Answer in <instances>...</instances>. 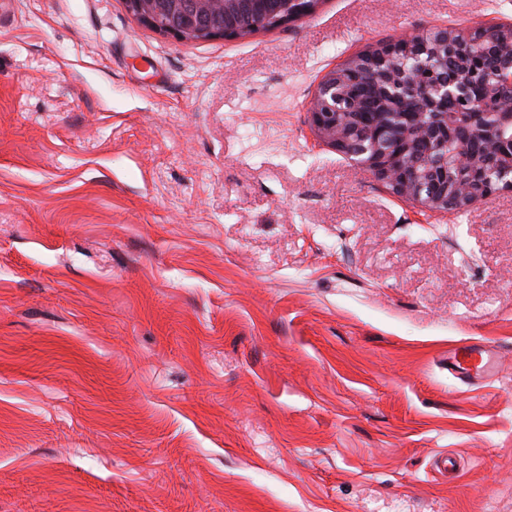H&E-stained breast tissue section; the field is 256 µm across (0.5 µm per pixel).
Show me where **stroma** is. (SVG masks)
<instances>
[{"label": "stroma", "mask_w": 512, "mask_h": 512, "mask_svg": "<svg viewBox=\"0 0 512 512\" xmlns=\"http://www.w3.org/2000/svg\"><path fill=\"white\" fill-rule=\"evenodd\" d=\"M477 22L512 0L197 42L0 0V512H512V190L421 215L308 117L352 55ZM486 350L482 347L470 345V346H463L461 348H458L454 353L453 356L450 358L452 359V365L454 371L464 377V378H471L475 376H479L482 373H484L486 367L489 365V362H485L484 355L486 354ZM459 357H467L471 358L474 362L471 364L470 367H463L461 362H459ZM461 377V378H462Z\"/></svg>", "instance_id": "stroma-1"}]
</instances>
